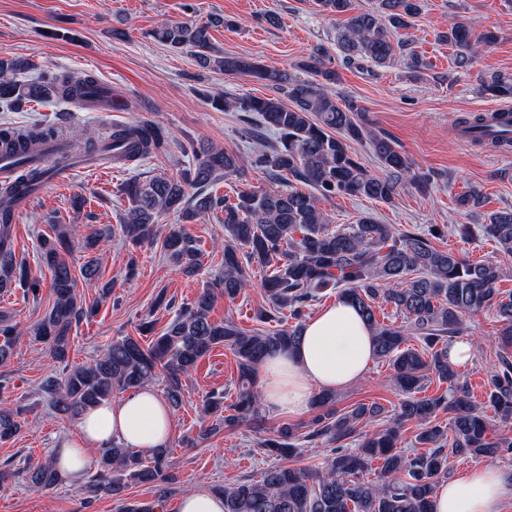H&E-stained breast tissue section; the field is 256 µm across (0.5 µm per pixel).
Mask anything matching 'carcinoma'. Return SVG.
Instances as JSON below:
<instances>
[{
    "mask_svg": "<svg viewBox=\"0 0 512 512\" xmlns=\"http://www.w3.org/2000/svg\"><path fill=\"white\" fill-rule=\"evenodd\" d=\"M423 0H373L357 11L353 0H316L319 11L339 19L337 43L348 62L367 61L382 66L400 49L399 30L410 26L422 11ZM152 36L175 50L188 49L199 64L227 76L244 75L271 85L264 97H224L213 103L226 111L254 116L260 125L277 135L264 142L258 130L248 127L246 136L259 142L252 160L263 170L269 185L237 193L232 202L209 191L219 178L240 172V158L233 152L204 145L191 146L193 164L179 178L133 179L124 186L129 207L121 224L125 243L132 249L157 238L159 218L173 213L185 221L218 212L224 215V271L189 304L182 307L165 332L146 346L130 336L112 340L91 361L69 363L70 332L74 324L93 310L77 296L74 271L63 256L69 246V230L57 224L53 235L39 240V255L50 271L52 306L33 328L34 340L44 343L56 372L44 377L39 392L58 414L76 419L112 397L114 391H136L156 376L164 375L168 402L176 407L184 394L183 378L214 348L223 346L236 356L238 384L233 413L216 419L200 432L206 436L224 425L235 427L246 419L259 418L262 394L256 388L257 370L264 359L291 349L299 340L307 311L321 294L334 290L351 299L362 320L373 331L375 357L387 361L392 378L404 399L384 428L361 431L362 424L382 414L376 404L358 403L343 413L335 409L336 394L321 392L314 401L315 415L300 426H280L267 432L260 448L277 457L293 455L304 442L321 440L331 446L324 465L317 470L273 465L259 479L216 489L224 499V512H434L436 486L448 476V456L494 460L512 452V440L489 436L490 423L472 400L468 387L448 362L451 338L463 331V316L495 309L503 323L502 336L512 340V296L497 288L501 269L492 261L474 262L434 240L444 231H428L382 224L363 215L353 224L336 230L319 207L320 198L341 195L390 201L408 186L428 191L430 177L417 174L395 140L376 129L360 108L341 105L333 93L336 70L325 63L316 48L297 68L307 78H292L272 71L258 60L217 55L207 25L163 22ZM455 48L454 63L472 64L480 46H489L496 35L458 22L441 35ZM25 58H0V104L18 110L48 98L81 105L101 87L88 72L41 71L30 80L19 76L31 71ZM482 91L496 98L512 97V81L494 77ZM455 127L478 146L499 143L512 130V112L468 113L455 119ZM64 133L54 124L34 122L26 126L0 125V159L17 165L20 181H33L38 171L24 167L39 145ZM367 141L380 165L372 174L350 151L353 141ZM121 162L138 161L168 151L166 129L136 118L108 137ZM310 187L303 192L287 187V181ZM195 190L189 194L186 188ZM15 202L13 189L0 188V290L13 284L38 297L40 280L30 276L16 258L10 218ZM464 212L483 203L481 189L472 187L456 199ZM484 233L506 253L512 254V208L492 215L482 225ZM169 260L185 274L201 263V251L193 239L178 230L163 238ZM265 271L263 287L268 306L256 313L268 330H246L232 320L217 323L210 313L214 290L236 299L250 283L253 268ZM393 305L407 324L380 321L375 304ZM288 313L290 322L282 319ZM19 336L16 326L0 319V364L13 354ZM421 348L407 346L408 338ZM432 378L448 387L439 395L417 396ZM486 404L502 422L512 421V358L499 357L490 372ZM450 414L443 426L439 414ZM22 409L0 408V442L16 436L22 427ZM419 426L416 442L423 452L396 451L403 426ZM358 442V447L350 443ZM167 448L151 451V461L138 450L114 442L103 449L90 474L80 486L89 505L103 495L118 497L128 482L150 484V502L125 503L122 512H156L177 491V480L165 472ZM19 477L34 490L55 487L65 481L56 464L23 468L5 461L0 482Z\"/></svg>",
    "mask_w": 512,
    "mask_h": 512,
    "instance_id": "carcinoma-1",
    "label": "carcinoma"
}]
</instances>
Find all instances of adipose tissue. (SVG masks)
I'll return each mask as SVG.
<instances>
[{"mask_svg":"<svg viewBox=\"0 0 512 512\" xmlns=\"http://www.w3.org/2000/svg\"><path fill=\"white\" fill-rule=\"evenodd\" d=\"M375 359L373 333L350 300L340 297L306 322L292 352L267 358L259 367L264 405L291 418L305 417L315 391L338 392L360 380ZM171 428L168 405L152 387L102 402L77 422L75 436L58 448V469L81 482L90 467L89 451L118 442L139 451L165 446ZM512 489V469L476 465L439 485L436 512H502Z\"/></svg>","mask_w":512,"mask_h":512,"instance_id":"1","label":"adipose tissue"}]
</instances>
